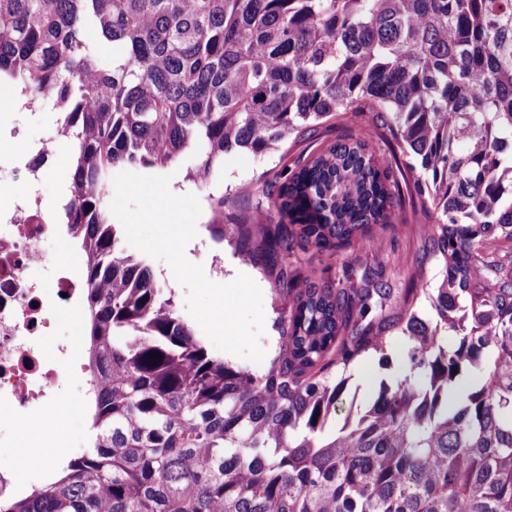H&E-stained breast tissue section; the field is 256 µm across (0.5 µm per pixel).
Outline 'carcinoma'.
Masks as SVG:
<instances>
[{
	"instance_id": "carcinoma-1",
	"label": "carcinoma",
	"mask_w": 512,
	"mask_h": 512,
	"mask_svg": "<svg viewBox=\"0 0 512 512\" xmlns=\"http://www.w3.org/2000/svg\"><path fill=\"white\" fill-rule=\"evenodd\" d=\"M0 87L60 115L74 167L53 221L84 254L97 380L93 446L0 512H512V0H0ZM340 116L367 132L252 188L268 200L253 223L223 224L212 199L214 241L242 242L282 299L262 372L212 357L125 249L112 177L206 185L224 154ZM379 141L416 161L431 214L411 280L427 258L440 277L397 296L294 278L296 245L334 255L396 228ZM394 333L414 375L334 428L349 366L389 365Z\"/></svg>"
}]
</instances>
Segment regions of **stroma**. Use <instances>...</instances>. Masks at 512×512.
I'll list each match as a JSON object with an SVG mask.
<instances>
[{
	"instance_id": "obj_1",
	"label": "stroma",
	"mask_w": 512,
	"mask_h": 512,
	"mask_svg": "<svg viewBox=\"0 0 512 512\" xmlns=\"http://www.w3.org/2000/svg\"><path fill=\"white\" fill-rule=\"evenodd\" d=\"M363 132V126L356 122L326 123L321 126L317 136L311 139L308 149L294 147L284 158L276 152L260 155L250 151H233L225 154L223 172L214 178L209 188H200L186 180L183 172L180 171L171 172L169 184L181 188L183 193L197 196L202 202L206 201L211 194L223 196L225 223L238 224L246 220L250 221L256 215L257 204L256 198L249 193L252 184L280 175L283 165L294 163L301 153L315 154L332 142L351 136L358 137ZM72 169L73 158L66 141H57L53 146V155L43 170L38 185L42 203L48 211H56ZM210 217V209H203L197 222L196 245L186 248L185 256L190 262L202 265L208 280L220 284L227 275L225 264L236 258L240 244L236 241L216 243L207 229ZM402 217L405 221L404 226L384 232L381 250H374L369 242L363 241L333 256L319 254L312 249L302 251L299 252L296 262L298 273L315 282L336 281L347 277L353 284L358 285L366 275L380 271L394 287H405L415 252L417 225L421 223L422 217L408 209L404 210ZM249 275L262 292L265 320L260 344L266 355L270 356L278 346L279 333L276 322L279 317L280 301L273 283L262 273L260 266L250 265ZM407 351V340L396 335L390 339L387 346L390 358L388 368H379L378 361L373 356L363 357L350 365L349 385L351 389L357 390L359 400L370 401L380 381L391 382L408 374ZM90 428L89 405L85 404L72 409L63 431L59 432L51 428L35 433H18L13 450L0 454V467L11 470L19 489H29L31 486L40 484L45 474L41 471L20 472L19 463L26 452L50 447L59 441L62 442L67 456H77L89 446Z\"/></svg>"
}]
</instances>
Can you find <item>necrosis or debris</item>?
<instances>
[{"label":"necrosis or debris","instance_id":"4bbe7bcc","mask_svg":"<svg viewBox=\"0 0 512 512\" xmlns=\"http://www.w3.org/2000/svg\"><path fill=\"white\" fill-rule=\"evenodd\" d=\"M54 137L26 143L9 161L27 172L24 193L0 208V407H10L15 430H38L45 408L82 402L90 377L79 348L64 338L54 357L42 353L55 312L79 313L84 283L67 260L45 256L46 240L61 236L36 190Z\"/></svg>","mask_w":512,"mask_h":512}]
</instances>
